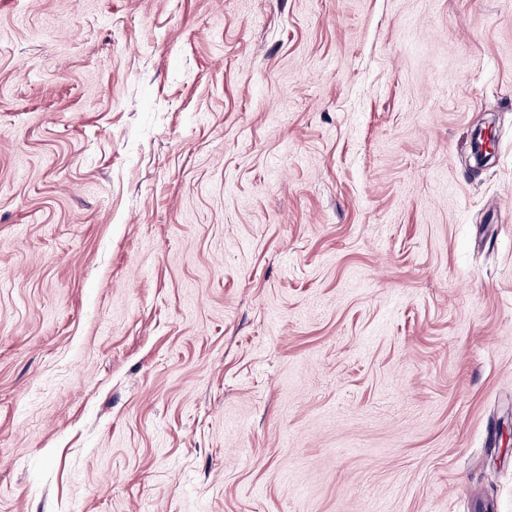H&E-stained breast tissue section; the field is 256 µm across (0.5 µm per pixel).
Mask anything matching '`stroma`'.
<instances>
[{"mask_svg":"<svg viewBox=\"0 0 512 512\" xmlns=\"http://www.w3.org/2000/svg\"><path fill=\"white\" fill-rule=\"evenodd\" d=\"M0 512H512V0H0Z\"/></svg>","mask_w":512,"mask_h":512,"instance_id":"obj_1","label":"stroma"}]
</instances>
